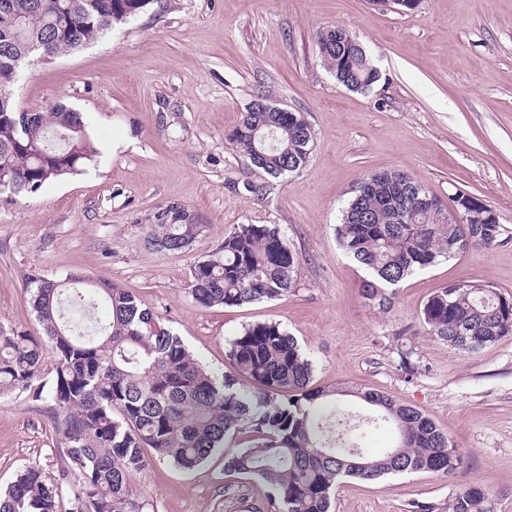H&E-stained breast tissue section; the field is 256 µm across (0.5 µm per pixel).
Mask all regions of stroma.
I'll return each instance as SVG.
<instances>
[{"label": "stroma", "instance_id": "35a3bbf8", "mask_svg": "<svg viewBox=\"0 0 512 512\" xmlns=\"http://www.w3.org/2000/svg\"><path fill=\"white\" fill-rule=\"evenodd\" d=\"M332 25L378 68L371 90H348L323 65L316 34ZM14 93L27 110L58 100L82 112L98 154L36 193L0 195L1 327L40 335L27 277L73 272L134 292L219 373L245 326L280 324L310 359L314 386L365 387L417 407L463 459L451 476L344 480L333 512H448L472 485L512 512V335L467 354L420 320L456 281L512 298V0H420L409 13L376 0H151L96 42L25 68ZM261 94L303 113L314 134L307 164L282 179L252 169L226 139ZM394 169L444 202L460 191L482 199L504 233L491 249L407 277L385 308L362 296L365 272L335 226L362 178ZM173 204L199 235L181 253L147 250L145 224ZM239 224L280 228L299 259L297 288L200 307L190 272ZM65 456L49 402L0 398V489L32 464L59 481ZM132 483L146 512L266 510L264 488L225 477L220 453L188 474L150 461Z\"/></svg>", "mask_w": 512, "mask_h": 512}]
</instances>
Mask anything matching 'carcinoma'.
<instances>
[{
	"label": "carcinoma",
	"mask_w": 512,
	"mask_h": 512,
	"mask_svg": "<svg viewBox=\"0 0 512 512\" xmlns=\"http://www.w3.org/2000/svg\"><path fill=\"white\" fill-rule=\"evenodd\" d=\"M142 0H0V164L3 187L14 195L39 191L75 174L97 147L83 113L60 102L19 111L13 62L33 61V44L50 56L77 51L122 22ZM341 26L317 34L319 55L336 81L367 91L380 74L364 51L355 50ZM227 140L250 165L272 178L302 168L314 144L299 112L267 109L243 113ZM367 190L353 191L336 225L339 246L370 278L363 295L389 303L409 275L470 250L499 242L494 209L468 224L442 223L448 209L421 210L423 182L398 170L370 173ZM405 213L403 223L395 221ZM200 232L178 209L146 225V246L181 253ZM298 257L280 229L239 224L224 244L191 270L189 293L199 306L239 307L286 297L295 291ZM26 290L43 335L0 327V396L27 392L52 403L64 443L63 478L78 491L70 512H145L132 476L148 458L190 473L218 452L225 472L265 488L267 512H330L331 494L344 478L374 481L385 475H448L461 464L448 430L419 409L375 391L311 386L312 364L296 339L278 323L251 324L229 341L234 373L219 376L190 354L131 291L82 274L63 280L27 278ZM493 288L467 281L434 293L421 310L428 333L465 352L512 335V307ZM53 363L50 386L38 384ZM356 397L378 409L379 420L398 434V444L359 456V443H336L339 397ZM250 440L226 451L230 435ZM60 484L29 465L0 493V512H58ZM450 512H495V499L471 486Z\"/></svg>",
	"instance_id": "1"
}]
</instances>
